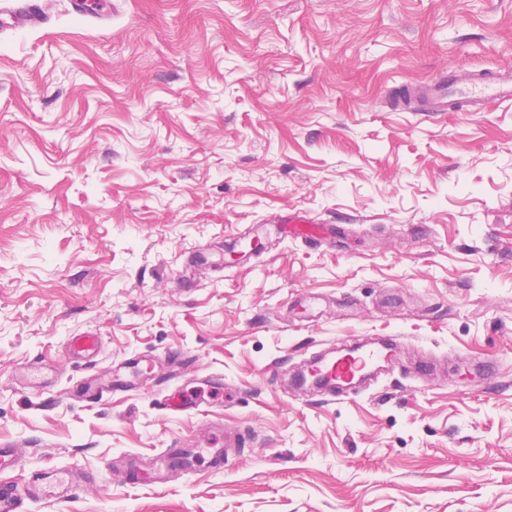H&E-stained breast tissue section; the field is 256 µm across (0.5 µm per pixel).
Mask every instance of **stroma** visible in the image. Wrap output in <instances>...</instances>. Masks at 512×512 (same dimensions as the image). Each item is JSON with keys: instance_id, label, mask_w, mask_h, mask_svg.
<instances>
[{"instance_id": "1", "label": "stroma", "mask_w": 512, "mask_h": 512, "mask_svg": "<svg viewBox=\"0 0 512 512\" xmlns=\"http://www.w3.org/2000/svg\"><path fill=\"white\" fill-rule=\"evenodd\" d=\"M45 3L0 34V440L26 448L14 483L85 480L25 512H512V101L391 105L512 70V0H112L102 24ZM293 211L347 234L282 238ZM84 332L91 365L66 349ZM349 336L397 340L406 383H289ZM141 356L140 391L67 398ZM40 360L55 382L20 386ZM208 373L210 406L156 407ZM209 419L251 435L224 473L110 474Z\"/></svg>"}]
</instances>
